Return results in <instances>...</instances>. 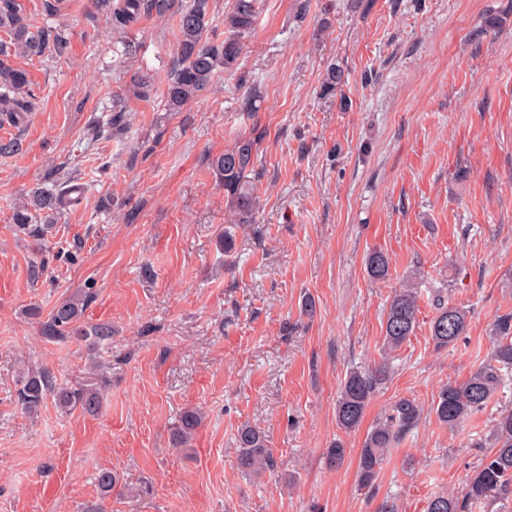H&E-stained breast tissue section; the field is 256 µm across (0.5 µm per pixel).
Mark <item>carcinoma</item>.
Wrapping results in <instances>:
<instances>
[{
	"label": "carcinoma",
	"mask_w": 512,
	"mask_h": 512,
	"mask_svg": "<svg viewBox=\"0 0 512 512\" xmlns=\"http://www.w3.org/2000/svg\"><path fill=\"white\" fill-rule=\"evenodd\" d=\"M174 11L173 0H112L109 25L123 30L145 14L164 16ZM259 13V0H232L224 12V40L210 41V0H190L189 5L175 11L179 37L176 45L177 66L166 83V106L177 112L202 95L210 86L215 71L231 70L242 53L244 40L254 30ZM0 126L17 125L35 107V94L29 73L12 64L13 57L43 54L49 47L58 52L65 48L60 33L39 27L28 18L22 0H0ZM349 73L336 63L330 64L322 82L323 93L335 96L348 82ZM125 125L122 112L105 120L89 124L88 133L95 137H110ZM258 138L243 136L224 153L211 158L210 166L217 180L224 185L229 224H253L257 210L256 196L250 185L258 155ZM79 203L75 188L59 184L53 189L38 188L26 201L14 208L13 223L22 234L38 237L47 227L58 223L63 214ZM369 275L381 280L389 271V258L379 250L369 253L366 260ZM94 299L89 288L57 303L47 319L40 322L41 336L55 342L73 339L95 346L112 339V324L98 323L90 327L81 324L88 305ZM419 291L414 279L394 290L387 305L384 320V348L399 349L415 332L418 324ZM469 325V311L455 304L438 303L430 321V336L435 347L444 349L464 335ZM494 337L490 358L461 382L444 384L433 401L431 411L437 420L453 430L480 411L488 403L504 379L503 371L512 368V312L497 317L492 325ZM389 374L381 363L371 370L350 371L336 402L338 426L346 432L357 429L379 386ZM108 385L106 373L93 368L88 376L71 386L53 384L49 371L23 373L19 399L23 409L35 414L49 397L63 412L79 410L87 415L99 412ZM423 408L409 397H401L389 408L386 418L366 433L358 458L357 481L362 489L374 487L385 462L388 449L399 442L419 422ZM202 422L196 408L184 411L177 430L175 445L187 444ZM493 449L467 477L464 499L444 493L430 498L426 512H466L467 504L490 496L512 497V411L498 416L492 428ZM240 448L239 464L246 475L272 466L267 440L261 431L249 424L237 430ZM119 482L118 475L107 469L98 472L97 484L108 495Z\"/></svg>",
	"instance_id": "obj_1"
}]
</instances>
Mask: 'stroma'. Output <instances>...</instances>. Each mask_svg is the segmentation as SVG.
Listing matches in <instances>:
<instances>
[{
    "label": "stroma",
    "mask_w": 512,
    "mask_h": 512,
    "mask_svg": "<svg viewBox=\"0 0 512 512\" xmlns=\"http://www.w3.org/2000/svg\"><path fill=\"white\" fill-rule=\"evenodd\" d=\"M23 2L66 45L16 59L38 99L24 122L0 127V140L21 143L0 154V512H377L386 500L424 512L435 494L463 497L512 409V375L456 430L430 407L489 358L492 324L512 312V0H306L301 17L296 0H262L235 72L217 71L177 112L164 106L174 16L118 34L94 0H62L52 16L44 0ZM490 18L497 32H485ZM334 61L351 73L344 111L320 91ZM145 78L153 92L136 98ZM115 109L125 130L92 138L89 119ZM252 132L257 221L229 225L210 160ZM65 181L84 187L83 202L45 239L16 233L23 195ZM373 250L389 257L386 279L367 273ZM44 253L48 273L31 283ZM416 269L418 327L385 352V308ZM87 287L85 322L112 325L97 349L104 406L65 413L49 399L29 418L20 371L73 384L88 357L85 344L45 341L26 309L49 314ZM440 298L470 312L441 350L429 332ZM384 359L389 380L344 432V378ZM401 397L423 416L389 448L375 487L359 488L365 435ZM194 407L201 427L172 447ZM244 423L272 454L257 477L239 467ZM337 440L346 455L332 468ZM103 469L127 492L101 497Z\"/></svg>",
    "instance_id": "obj_1"
}]
</instances>
